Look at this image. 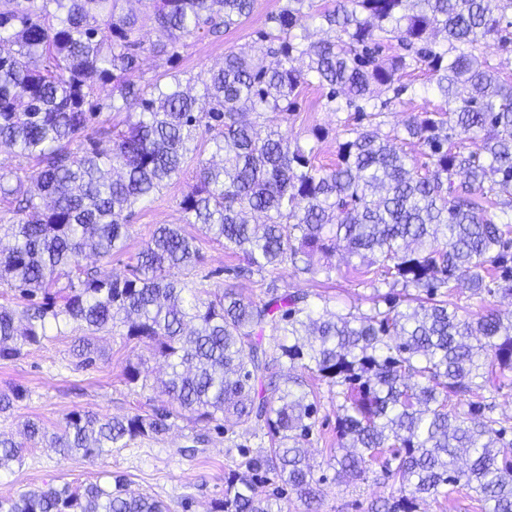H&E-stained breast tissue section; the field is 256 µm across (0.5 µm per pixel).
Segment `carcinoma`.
Here are the masks:
<instances>
[{
    "label": "carcinoma",
    "mask_w": 512,
    "mask_h": 512,
    "mask_svg": "<svg viewBox=\"0 0 512 512\" xmlns=\"http://www.w3.org/2000/svg\"><path fill=\"white\" fill-rule=\"evenodd\" d=\"M118 2L0 0V145L37 166L22 176L0 163V234L12 241L0 251V285L25 315L20 324L0 306V361L68 327L81 333L72 354L88 366L100 353L96 334L117 332L163 358L168 401L123 418L73 411L52 431L27 419L26 443L94 462L136 438L160 439L186 412L219 435L262 423L267 445L253 454L239 447L246 472L229 470L212 512H282L288 490L314 512L326 480L306 448L318 381L341 387L339 449H362L333 456L336 477L363 480L376 464L394 488L371 512H417L418 501L461 483L485 512H512V438L486 397L512 372V313L470 320L452 301L461 283L475 295L512 297V80L480 59L488 40L512 39V0H283L257 33L255 54H224L222 66L197 77L198 97L175 74L165 85L136 78L141 56L172 64L185 39L238 26L254 0H151L147 20L168 37L160 47L144 40L147 20ZM315 21L329 36L310 41ZM393 40L409 53L378 59ZM421 66L446 108L410 115L392 139L376 127L350 130L331 167L313 164L316 145L258 129L291 114L314 84L328 88L332 111L375 120L415 91L403 78ZM379 87L393 96L378 99ZM104 109L126 110L122 127L82 137ZM246 112L256 121H244ZM204 131L222 159L198 162L180 201L185 223L241 251L237 275L282 265L328 273L342 238L348 255L381 268L389 285L371 312L338 315L322 295L274 280L260 302L229 285L212 289L197 278L196 238L169 224L128 276L81 264L123 250L132 216L184 172ZM396 140L421 146L427 171ZM285 363L301 375L282 390ZM123 377L147 387L138 362L127 361ZM24 398L19 386L0 392V412ZM24 447L0 435V471L21 461ZM259 483L272 492L258 495ZM0 512L170 507L117 479L51 485L0 500Z\"/></svg>",
    "instance_id": "cac0c4a2"
}]
</instances>
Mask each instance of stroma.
Returning <instances> with one entry per match:
<instances>
[{
  "mask_svg": "<svg viewBox=\"0 0 512 512\" xmlns=\"http://www.w3.org/2000/svg\"><path fill=\"white\" fill-rule=\"evenodd\" d=\"M280 0H255L254 9L244 22L233 29L217 34L200 31L188 39L177 65H170L156 54L143 55L141 68L145 79L164 78L170 70H177L182 79L196 77L205 70L222 65L224 55L253 54L258 30L267 26V19L278 11ZM416 94L407 104L391 107L380 118V134H393L402 127L409 114L430 111L442 100L429 80L427 70L412 74ZM300 106L288 119L279 121L282 133L290 139L307 141L312 129H320L316 165L328 167L335 163L338 145L345 138V130L357 127L354 112H334L326 104L321 88L311 86L299 97ZM193 182L192 171H185L179 179L162 189L155 198L138 211L130 221L125 247L111 260L100 261L101 271L121 276L136 257L153 230L160 224H176L183 233L194 237L204 260L201 274L207 275L212 287L234 284L243 297L259 301L263 285L277 281L289 291L319 293L328 297L329 310L339 315L369 312L373 306V287L358 259L349 257L344 246H337L331 259L330 275L294 274L292 269L266 270L246 279H234L232 268L243 265L241 253L224 247L218 241L203 237L198 225L183 221L179 202ZM73 336H50L41 346L28 349L21 357L0 361V390L14 386L26 389L27 396L13 411L0 415V432L19 436L21 421L37 418L47 426L57 425L73 411H95L108 416L133 414L149 405L161 404L164 399L156 385L163 378L165 364L146 346L125 337L104 336L99 345L103 352L88 367L76 366L71 356ZM141 359L142 372L148 389L129 385L123 377V368L130 359ZM319 434L314 437L309 451L316 466H325L331 448L337 447L336 420L341 414V397L328 387L319 390ZM195 427L184 418H176L169 433L161 440L137 439L126 447L113 449L103 458L90 462L80 457L67 459L48 448H28L21 463L0 471V498L14 499L21 494L46 485H82L91 482H110L124 477L130 490L147 493L171 504L173 512H211L212 502L224 493V474L240 462L238 452L230 448L223 436L213 435L203 452L196 458L182 457L181 447L187 445ZM390 482L375 474L366 479L345 483L327 480L321 486L317 512H370L372 503L389 497Z\"/></svg>",
  "mask_w": 512,
  "mask_h": 512,
  "instance_id": "stroma-1",
  "label": "stroma"
}]
</instances>
